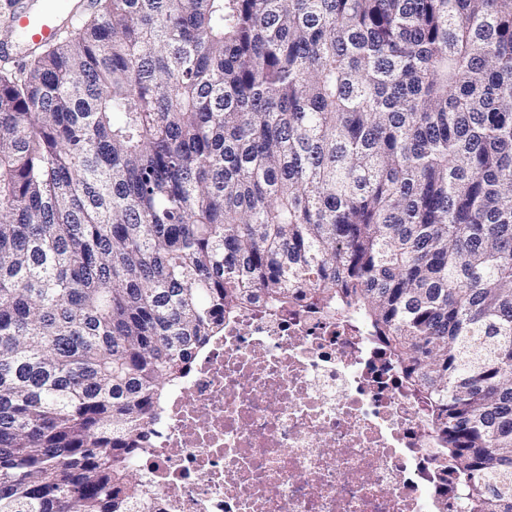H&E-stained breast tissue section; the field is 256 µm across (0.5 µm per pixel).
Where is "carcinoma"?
I'll return each instance as SVG.
<instances>
[{"mask_svg":"<svg viewBox=\"0 0 512 512\" xmlns=\"http://www.w3.org/2000/svg\"><path fill=\"white\" fill-rule=\"evenodd\" d=\"M0 71V512H144L224 330L355 312L512 512V0H96Z\"/></svg>","mask_w":512,"mask_h":512,"instance_id":"obj_1","label":"carcinoma"}]
</instances>
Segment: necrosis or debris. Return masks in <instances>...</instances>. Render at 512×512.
Listing matches in <instances>:
<instances>
[{"label": "necrosis or debris", "instance_id": "1", "mask_svg": "<svg viewBox=\"0 0 512 512\" xmlns=\"http://www.w3.org/2000/svg\"><path fill=\"white\" fill-rule=\"evenodd\" d=\"M146 429V512H462L424 407L332 309L225 318Z\"/></svg>", "mask_w": 512, "mask_h": 512}]
</instances>
